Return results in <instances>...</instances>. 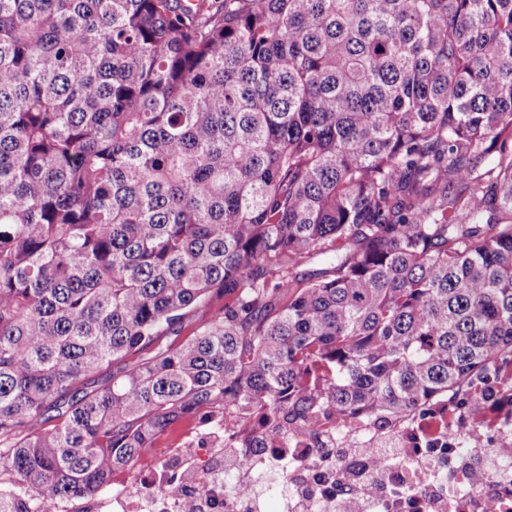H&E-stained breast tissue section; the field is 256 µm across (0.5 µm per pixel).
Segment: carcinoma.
<instances>
[{
	"label": "carcinoma",
	"instance_id": "obj_1",
	"mask_svg": "<svg viewBox=\"0 0 512 512\" xmlns=\"http://www.w3.org/2000/svg\"><path fill=\"white\" fill-rule=\"evenodd\" d=\"M507 361L512 0H0V512Z\"/></svg>",
	"mask_w": 512,
	"mask_h": 512
}]
</instances>
